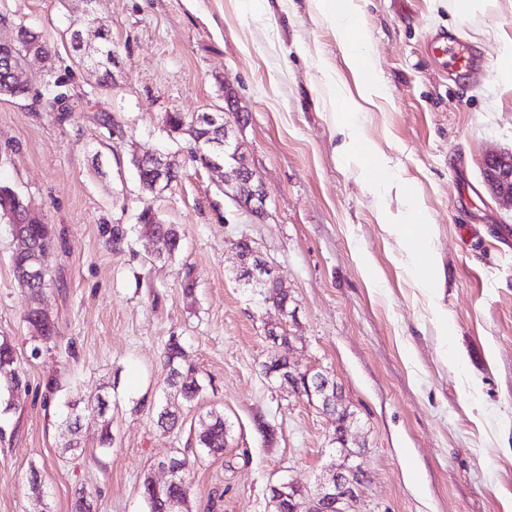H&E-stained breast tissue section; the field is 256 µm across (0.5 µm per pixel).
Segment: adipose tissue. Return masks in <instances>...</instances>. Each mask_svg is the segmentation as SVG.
<instances>
[{
  "label": "adipose tissue",
  "mask_w": 512,
  "mask_h": 512,
  "mask_svg": "<svg viewBox=\"0 0 512 512\" xmlns=\"http://www.w3.org/2000/svg\"><path fill=\"white\" fill-rule=\"evenodd\" d=\"M318 7L321 14L335 27L347 65L361 74L364 99L383 95L385 87L375 70L370 42L360 27V6L357 0H318ZM337 110L342 115L339 124L343 136L341 152L357 158L363 166L378 165V157L369 142L360 134L362 107L342 98L338 101ZM425 220V215L419 213L415 217L404 218L402 223L392 225L391 230L403 246L406 261L415 274L417 287L430 294L437 286L438 262L430 247Z\"/></svg>",
  "instance_id": "adipose-tissue-1"
}]
</instances>
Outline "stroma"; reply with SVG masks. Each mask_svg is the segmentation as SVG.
Segmentation results:
<instances>
[{"label":"stroma","instance_id":"35a3bbf8","mask_svg":"<svg viewBox=\"0 0 512 512\" xmlns=\"http://www.w3.org/2000/svg\"><path fill=\"white\" fill-rule=\"evenodd\" d=\"M478 2L464 14L455 0H366L362 25L386 94L362 117L382 160L365 170L338 150L333 96L359 90L315 0H270L261 17L251 0H97L112 34L105 86L76 66L66 38L85 26L77 0H0V13L55 49L51 61L28 58L29 96L0 97V184L53 229L40 306L57 330L43 341L26 324L30 299L10 266L21 243L0 222V339L26 383L18 406L0 409V512H70L79 489L94 512H147L145 474L182 452L210 410L223 413L229 444L198 458L190 512H273L270 488L282 481L315 490L342 461L335 425L318 400L262 373L281 351L270 324L286 331L291 362L337 384L365 472L357 512H512V211L482 176L489 153L512 151V80L498 58L512 39V0ZM440 30L457 35L477 73L432 48ZM52 77L82 99L63 120L35 102ZM229 91L267 190L259 218L165 122L216 111ZM157 152L175 156L180 177L154 194L132 158ZM387 177L402 191L376 190ZM147 208L181 231L172 259L144 247ZM413 211L427 216L439 260L431 296L382 224L384 213ZM244 235L278 271L287 312L235 282L233 244ZM172 337L203 390L168 432L156 408ZM100 396L105 416L85 411L68 435L69 405ZM71 437L77 450L64 448Z\"/></svg>","mask_w":512,"mask_h":512}]
</instances>
